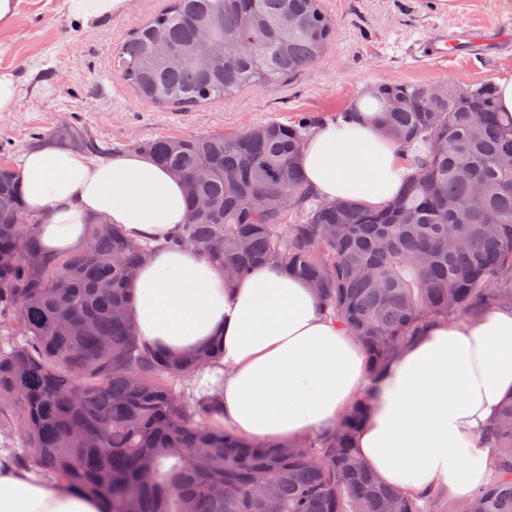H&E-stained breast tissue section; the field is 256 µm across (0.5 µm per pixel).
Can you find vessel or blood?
I'll use <instances>...</instances> for the list:
<instances>
[{
	"instance_id": "b4317fda",
	"label": "vessel or blood",
	"mask_w": 512,
	"mask_h": 512,
	"mask_svg": "<svg viewBox=\"0 0 512 512\" xmlns=\"http://www.w3.org/2000/svg\"><path fill=\"white\" fill-rule=\"evenodd\" d=\"M512 48V23L504 21L494 27L438 28L423 40V56L442 59L459 56H496Z\"/></svg>"
}]
</instances>
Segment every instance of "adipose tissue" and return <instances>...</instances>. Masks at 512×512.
<instances>
[{
	"instance_id": "adipose-tissue-1",
	"label": "adipose tissue",
	"mask_w": 512,
	"mask_h": 512,
	"mask_svg": "<svg viewBox=\"0 0 512 512\" xmlns=\"http://www.w3.org/2000/svg\"><path fill=\"white\" fill-rule=\"evenodd\" d=\"M77 22L121 17L130 0H64ZM379 102L355 100L351 120L326 122L300 158L308 187L326 201L379 208L401 191L408 149L385 136ZM25 199L43 213L45 254L83 249L97 218L122 225L152 252L130 284L140 341L172 354L224 340L221 366L196 387L217 389L222 420L255 442L298 440L331 428L363 393L372 408L356 448L384 484L464 497L485 486L491 450L482 428L512 394V305L481 319L437 324L370 382L360 342L325 314L319 298L279 266L253 269L233 288L198 252L170 247L188 218L183 184L145 152L94 160L51 143L16 161ZM98 501L0 448V512H100Z\"/></svg>"
}]
</instances>
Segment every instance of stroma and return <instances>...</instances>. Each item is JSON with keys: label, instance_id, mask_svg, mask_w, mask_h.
<instances>
[{"label": "stroma", "instance_id": "stroma-1", "mask_svg": "<svg viewBox=\"0 0 512 512\" xmlns=\"http://www.w3.org/2000/svg\"><path fill=\"white\" fill-rule=\"evenodd\" d=\"M163 5L131 0L126 16L83 26L68 18L63 0H20L14 20L0 25V66L22 81L15 111L0 113V158L14 162L35 135L63 124L111 144L117 156L162 136L234 132L303 113L327 121L377 83L512 77V53L431 60L415 51L435 28L496 24L512 15V0H324L338 35L316 67L187 112L165 109L137 98L112 67L126 35Z\"/></svg>", "mask_w": 512, "mask_h": 512}]
</instances>
